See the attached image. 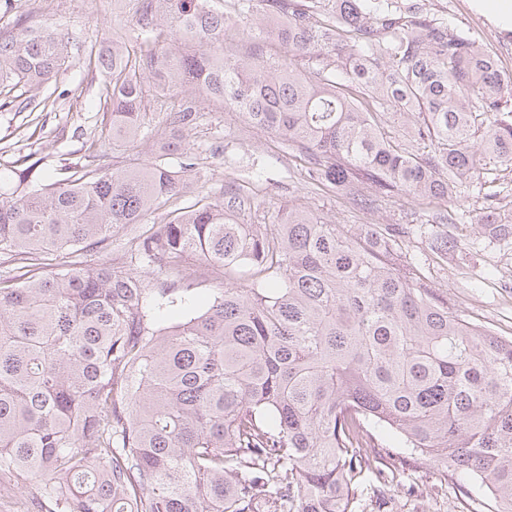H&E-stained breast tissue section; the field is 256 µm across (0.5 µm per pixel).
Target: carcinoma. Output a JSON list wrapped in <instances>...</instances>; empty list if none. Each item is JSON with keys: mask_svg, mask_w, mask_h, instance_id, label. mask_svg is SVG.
<instances>
[{"mask_svg": "<svg viewBox=\"0 0 512 512\" xmlns=\"http://www.w3.org/2000/svg\"><path fill=\"white\" fill-rule=\"evenodd\" d=\"M112 49L90 47L109 78L101 96L112 144L146 129V83L171 124L196 125V99L222 102L281 138L305 182L359 209L392 198L445 203L429 225L457 223L458 187L487 162L512 167V76L424 5L384 0H130ZM272 38L300 66L224 53L230 26ZM197 49L175 48V36ZM354 44H347V39ZM68 41L17 20L0 37V86L41 89ZM390 111L408 125L386 129ZM59 159L15 161L0 201V478L26 475L37 512H364V475L400 450L448 468L472 495L512 512V339L438 296L400 240L408 227L330 224L295 206L271 224L228 185L132 238L130 261L156 266L149 287L85 253L145 224L188 188L181 141L118 171ZM512 234L496 207L476 215ZM440 256L458 238L427 232ZM221 287L204 304L195 281ZM250 274L251 284L238 278Z\"/></svg>", "mask_w": 512, "mask_h": 512, "instance_id": "obj_1", "label": "carcinoma"}]
</instances>
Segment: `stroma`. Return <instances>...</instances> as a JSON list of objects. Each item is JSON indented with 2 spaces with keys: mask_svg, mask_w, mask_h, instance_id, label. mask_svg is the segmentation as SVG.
<instances>
[{
  "mask_svg": "<svg viewBox=\"0 0 512 512\" xmlns=\"http://www.w3.org/2000/svg\"><path fill=\"white\" fill-rule=\"evenodd\" d=\"M435 18L471 38L478 47L494 56L500 68L512 75V31H502L489 23L472 6V0H422ZM24 22L54 23L66 38H81L108 45L114 31L124 27L128 10L119 0H41L33 11L30 0H21ZM103 76L88 65L80 51L70 50L57 78L41 90L46 107L41 112H14L0 109V179L10 180L11 166L19 153H35L40 164V180H48L61 154L80 161L89 140L101 134L106 107L101 96ZM200 120L189 132L185 146L197 157L188 193L179 195L158 210L152 223L167 222L170 211L192 198L217 197L224 185L242 184L255 194L258 208L241 216L244 224L271 222L278 209L295 205L335 224L384 226L404 213L427 218L437 208L429 200L396 198L374 211L354 207L349 199L332 188H308L299 160L292 157L271 134L248 124L238 112L215 101H200ZM150 133L134 149L108 150L100 163L106 169L147 163L156 157L161 142L170 135L165 114L148 112ZM222 151L214 155L212 144ZM494 194L500 212L512 219V171L491 170L484 182H466L453 203L458 223L447 231L462 241L460 252L441 257L427 247L425 237L413 236L409 251L418 259L423 274L438 294L470 322L512 339V237L499 240L484 233L475 216ZM376 466L390 482V490L380 512H492L490 497L475 498L459 490L447 468L423 458L395 453L379 458Z\"/></svg>",
  "mask_w": 512,
  "mask_h": 512,
  "instance_id": "1",
  "label": "stroma"
}]
</instances>
